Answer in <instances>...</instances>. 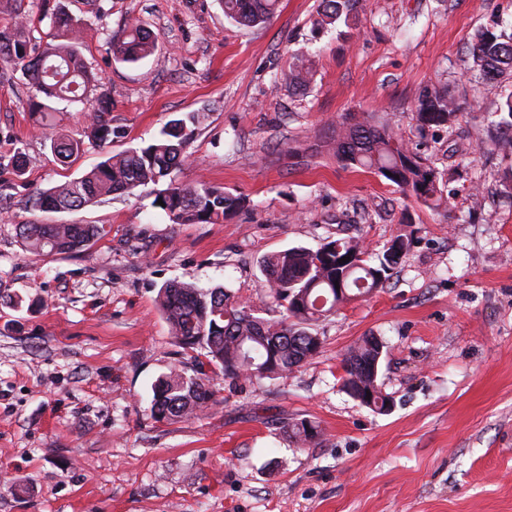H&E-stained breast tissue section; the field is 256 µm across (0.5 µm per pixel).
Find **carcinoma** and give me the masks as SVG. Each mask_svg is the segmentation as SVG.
Here are the masks:
<instances>
[{
    "mask_svg": "<svg viewBox=\"0 0 512 512\" xmlns=\"http://www.w3.org/2000/svg\"><path fill=\"white\" fill-rule=\"evenodd\" d=\"M224 16L240 27H255L275 13L278 0H221ZM360 0H321V15L332 23L349 22ZM47 42L32 44L23 27L11 36L0 35V61L21 68L32 89L34 112L50 109L48 101L64 99L89 102L100 80L88 70L82 53L79 26L61 7L49 16ZM112 54L134 63L156 47L155 35L143 24L128 26L122 36L111 40ZM470 70L477 78L512 75V33L485 29L469 46ZM310 70L302 58L291 67L290 83L305 87ZM110 99L102 93L91 103L89 141L101 147L112 141ZM458 106L447 88L422 89L416 97V120L420 129L453 128ZM200 113L170 121L152 142L117 154H106L90 172L64 182L28 199L39 211L78 210L114 192H131L139 186L157 184L182 166L185 149L199 123ZM332 150L337 161L375 171L405 196L431 208L446 203L442 176L427 160L404 146L385 124H373L363 116L346 115L332 130ZM83 142L63 134L51 139L57 156L77 158ZM163 211L174 224H219L244 206V198L214 185L183 186L169 183L156 195ZM100 235L95 224H21L17 237L24 251L35 255L71 254L88 246ZM350 262L336 266V256ZM403 252L384 249L374 257L355 238H340L316 250L287 248L260 260L265 287L279 309V317L264 319L222 287L200 288L172 281L158 291L157 302L169 326L173 342L195 362L193 374L173 369L152 385L151 416L158 421H176L197 414L213 402L205 368L224 377L250 380L275 379L293 371L319 353L313 347L311 327L326 319L336 307L365 296L388 280ZM341 281L340 295L335 281ZM367 338L351 347L344 359L343 384L351 382L360 366L376 357ZM292 438L302 444L318 440V426L309 431L294 422Z\"/></svg>",
    "mask_w": 512,
    "mask_h": 512,
    "instance_id": "carcinoma-1",
    "label": "carcinoma"
}]
</instances>
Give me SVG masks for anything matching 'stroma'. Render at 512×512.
Here are the masks:
<instances>
[{"label": "stroma", "mask_w": 512, "mask_h": 512, "mask_svg": "<svg viewBox=\"0 0 512 512\" xmlns=\"http://www.w3.org/2000/svg\"><path fill=\"white\" fill-rule=\"evenodd\" d=\"M48 3L78 22L124 135L62 162L50 137L84 138L87 106L31 111L27 79L0 62V512H512V153L494 148L512 78L475 80L468 55L478 30L512 29V0H362L346 26L322 24L319 0H279L252 29L219 0H25L31 39ZM136 21L157 49L128 63L110 41ZM300 54L304 90L285 77ZM445 86L460 135L419 131L418 90ZM190 112L205 118L174 178L246 197L232 219L172 223L151 184L74 211L29 207ZM350 112L388 121L427 158L447 206L337 162L327 138ZM33 221L102 233L30 255L16 227ZM347 235L410 247L383 288L314 326V358L274 380L211 375L203 412L151 417L153 383L187 362L155 303L163 284L221 286L268 319L261 257ZM365 336L384 343L386 413L341 388ZM301 419L318 443L291 439Z\"/></svg>", "instance_id": "35a3bbf8"}]
</instances>
